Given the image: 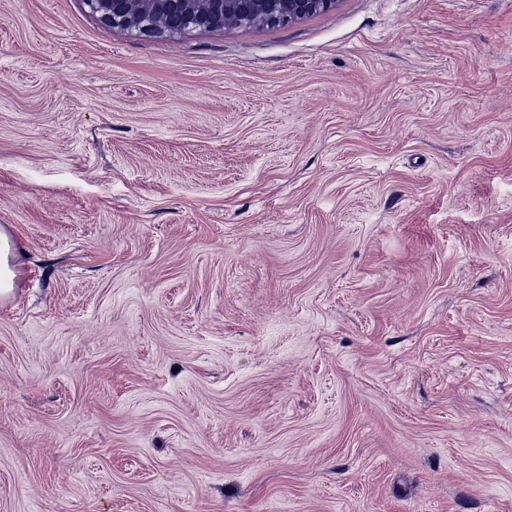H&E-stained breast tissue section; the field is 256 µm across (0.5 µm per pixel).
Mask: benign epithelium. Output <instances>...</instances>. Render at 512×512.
<instances>
[{
	"instance_id": "1",
	"label": "benign epithelium",
	"mask_w": 512,
	"mask_h": 512,
	"mask_svg": "<svg viewBox=\"0 0 512 512\" xmlns=\"http://www.w3.org/2000/svg\"><path fill=\"white\" fill-rule=\"evenodd\" d=\"M338 0H85L106 26L141 36H174L191 29L223 31L246 26H287L335 8Z\"/></svg>"
}]
</instances>
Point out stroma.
Listing matches in <instances>:
<instances>
[{"label": "stroma", "mask_w": 512, "mask_h": 512, "mask_svg": "<svg viewBox=\"0 0 512 512\" xmlns=\"http://www.w3.org/2000/svg\"><path fill=\"white\" fill-rule=\"evenodd\" d=\"M0 229V512H512V0H0ZM338 0H85L106 26L141 36H174L191 29L223 31L287 26L335 8ZM189 28L184 30L181 24ZM23 248L20 242L9 236L3 230L0 231V298H6L13 291L17 277L14 258Z\"/></svg>", "instance_id": "35a3bbf8"}]
</instances>
